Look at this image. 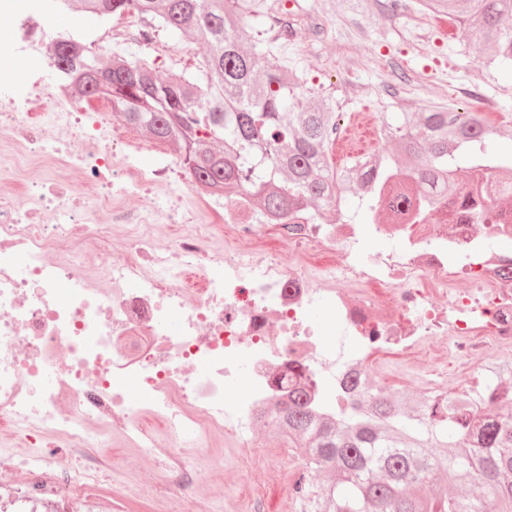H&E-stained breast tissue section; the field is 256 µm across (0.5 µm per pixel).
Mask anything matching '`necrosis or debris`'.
Here are the masks:
<instances>
[{
    "mask_svg": "<svg viewBox=\"0 0 512 512\" xmlns=\"http://www.w3.org/2000/svg\"><path fill=\"white\" fill-rule=\"evenodd\" d=\"M35 2L0 0V18L27 27L14 59L54 39ZM126 42L162 50L131 14L102 47ZM156 149L66 83L0 86V457L17 474L0 484V512H69L76 498L104 512L116 440L125 469L154 460L190 497L225 446L280 460L254 433L291 388L332 416L362 399L374 366L428 395L455 369L453 402L512 363V253L491 245L512 210L495 224L374 225L394 241L386 251L358 225L290 216L287 249L246 252L262 232L249 199L197 189L175 157L143 166ZM84 183L93 194H74ZM162 226L175 230L164 246ZM380 347L399 361L375 364Z\"/></svg>",
    "mask_w": 512,
    "mask_h": 512,
    "instance_id": "necrosis-or-debris-1",
    "label": "necrosis or debris"
}]
</instances>
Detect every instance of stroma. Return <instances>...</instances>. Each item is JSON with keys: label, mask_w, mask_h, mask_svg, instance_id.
Wrapping results in <instances>:
<instances>
[{"label": "stroma", "mask_w": 512, "mask_h": 512, "mask_svg": "<svg viewBox=\"0 0 512 512\" xmlns=\"http://www.w3.org/2000/svg\"><path fill=\"white\" fill-rule=\"evenodd\" d=\"M282 18L292 37L283 47L289 65L299 69L305 87L332 93L346 111L366 113L370 122L336 142L330 153L334 167L349 166L355 155L377 148L382 120L400 112H416L432 101L450 99L451 89L472 88L492 98L496 112L488 120L500 125L512 116V72L487 65L466 44L458 22L434 13L396 15L385 0H266L262 22H248L249 35L268 32ZM157 37L162 56H145L133 45L122 48L158 73H195L198 55L185 52L186 40ZM272 462L254 457L241 462L225 450L217 472L205 473L195 498L171 489L169 512H196L206 501L211 512H288L283 490L271 477Z\"/></svg>", "instance_id": "1"}]
</instances>
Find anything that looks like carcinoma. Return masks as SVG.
<instances>
[{
    "instance_id": "cac0c4a2",
    "label": "carcinoma",
    "mask_w": 512,
    "mask_h": 512,
    "mask_svg": "<svg viewBox=\"0 0 512 512\" xmlns=\"http://www.w3.org/2000/svg\"><path fill=\"white\" fill-rule=\"evenodd\" d=\"M448 13L466 42L490 50L488 64L512 66V33L503 19L512 0H416ZM92 16L135 14L154 28L204 47L196 73L164 77L121 55L105 75L110 104L146 136L179 151L191 178L213 194L250 197L263 224L287 210L316 224L331 216L351 224L424 221L452 206L497 221L496 200L512 195V150L506 132L476 112L432 103L383 124L393 151L338 172L329 152L339 131L336 102L302 103L301 77L276 41L249 40L246 22L263 0H65ZM61 80L86 96L106 98L94 52L72 37L52 43ZM274 430L301 451L320 478L313 512H484L491 501L512 512V385L469 394L448 413L447 401L397 399L368 387L367 405L323 416L295 388L277 408Z\"/></svg>"
}]
</instances>
